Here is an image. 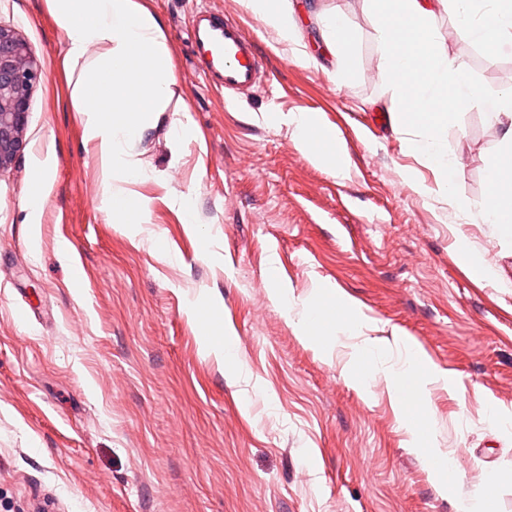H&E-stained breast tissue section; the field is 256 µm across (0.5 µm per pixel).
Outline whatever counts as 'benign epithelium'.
I'll use <instances>...</instances> for the list:
<instances>
[{"label":"benign epithelium","instance_id":"obj_1","mask_svg":"<svg viewBox=\"0 0 512 512\" xmlns=\"http://www.w3.org/2000/svg\"><path fill=\"white\" fill-rule=\"evenodd\" d=\"M41 77L27 43L0 27V175L24 148L30 96Z\"/></svg>","mask_w":512,"mask_h":512}]
</instances>
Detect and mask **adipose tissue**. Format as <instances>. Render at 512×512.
<instances>
[{"mask_svg":"<svg viewBox=\"0 0 512 512\" xmlns=\"http://www.w3.org/2000/svg\"><path fill=\"white\" fill-rule=\"evenodd\" d=\"M379 20L380 69L397 97L392 121L418 128L413 149L442 174L441 192L459 213L478 211L483 223L502 231L512 230V89L500 91L490 118L504 127L500 153L489 163L486 195L476 202L456 187L457 162L448 151V120L466 104L461 94L468 81L464 61L449 57L437 27L440 11L454 14L459 34L496 52L512 43V0H363ZM56 28L67 44L65 61L76 74L77 105L91 115L88 138L98 140L101 156L111 175L125 181L145 179L130 157L144 132L166 110L174 83L170 51L157 18L138 0H46ZM298 148L313 161L330 165L336 175L349 173V162L331 131L320 127L307 113H292ZM272 300L285 312L289 324L305 340L315 337V321L324 312L337 311L331 323L333 338H361L350 355V364H364L351 375L356 387L366 390L384 380L398 411V421L409 436L441 489H452L449 468L436 444L428 407L404 394L406 384L422 392L439 384L452 389L454 374L438 369L412 342L394 334L396 345L406 351L403 361L384 366L386 343L364 337L372 321L362 309L334 289L316 290L295 303L288 289L274 286ZM456 512H475L473 498L452 489Z\"/></svg>","mask_w":512,"mask_h":512,"instance_id":"1","label":"adipose tissue"}]
</instances>
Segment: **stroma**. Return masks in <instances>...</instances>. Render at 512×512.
I'll return each mask as SVG.
<instances>
[{"mask_svg":"<svg viewBox=\"0 0 512 512\" xmlns=\"http://www.w3.org/2000/svg\"><path fill=\"white\" fill-rule=\"evenodd\" d=\"M139 2L163 27L175 82L135 150L151 176L131 182L107 178L86 136L45 0H0V25L43 68L25 146L0 176V512H455L384 381L351 384L343 360L320 353L329 327L304 341L272 301L275 283L298 301L341 290L375 320L373 336L401 333L454 373L458 389L426 393L438 445L453 449L462 489L481 490V512H512V430L489 421L491 409L512 413V240L449 207L413 131L375 122L394 104L377 18L362 0H289L299 34L287 43L245 0ZM205 9L256 39L263 73L250 93L206 83L191 29ZM330 13L355 36L342 83ZM469 70L448 151L460 191L479 201L512 45ZM292 113L335 134L347 177L298 149ZM110 189L145 201L137 232L105 206ZM466 250L493 279L466 267ZM227 328L238 372L204 349Z\"/></svg>","mask_w":512,"mask_h":512,"instance_id":"1","label":"stroma"}]
</instances>
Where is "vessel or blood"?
I'll return each mask as SVG.
<instances>
[{"label": "vessel or blood", "instance_id": "1", "mask_svg": "<svg viewBox=\"0 0 512 512\" xmlns=\"http://www.w3.org/2000/svg\"><path fill=\"white\" fill-rule=\"evenodd\" d=\"M192 33L210 86L238 94L256 85L261 57L254 39L235 20L200 15Z\"/></svg>", "mask_w": 512, "mask_h": 512}]
</instances>
